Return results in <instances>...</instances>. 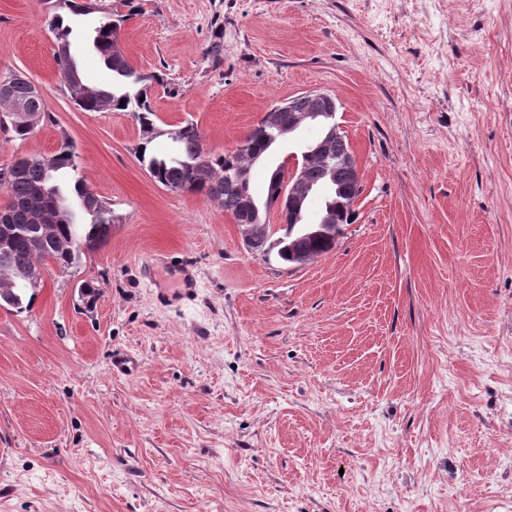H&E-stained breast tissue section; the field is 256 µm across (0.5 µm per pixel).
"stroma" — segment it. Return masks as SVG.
<instances>
[{"label":"stroma","mask_w":512,"mask_h":512,"mask_svg":"<svg viewBox=\"0 0 512 512\" xmlns=\"http://www.w3.org/2000/svg\"><path fill=\"white\" fill-rule=\"evenodd\" d=\"M89 2L71 51L108 87L91 35L120 0ZM139 2L120 46L165 78L153 154L187 121L233 150L321 90L366 192L305 266L250 251L152 181L132 113L76 108L42 0H0V72L47 109L0 166L68 134L112 209L104 246L0 307V512H512V0ZM175 258L199 288L158 302Z\"/></svg>","instance_id":"35a3bbf8"}]
</instances>
